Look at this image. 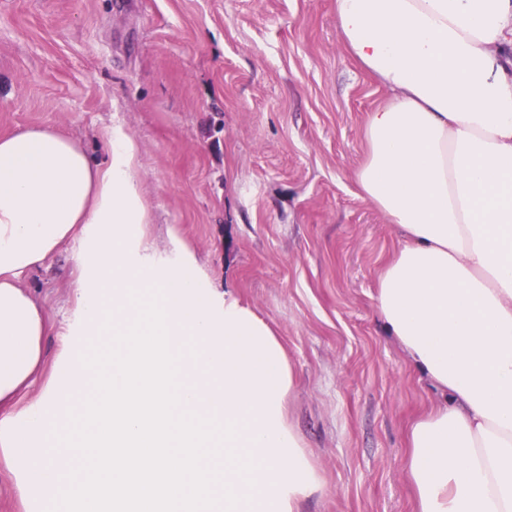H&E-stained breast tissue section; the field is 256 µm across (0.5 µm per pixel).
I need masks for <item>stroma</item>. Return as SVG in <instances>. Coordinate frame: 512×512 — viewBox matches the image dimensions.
<instances>
[{"label":"stroma","mask_w":512,"mask_h":512,"mask_svg":"<svg viewBox=\"0 0 512 512\" xmlns=\"http://www.w3.org/2000/svg\"><path fill=\"white\" fill-rule=\"evenodd\" d=\"M385 100L332 0H0V135L52 127L100 161L126 134L153 249L179 235L282 344L320 478L301 512H413L406 432L439 398L375 317L400 233L355 173ZM73 265L21 281L57 323Z\"/></svg>","instance_id":"obj_1"}]
</instances>
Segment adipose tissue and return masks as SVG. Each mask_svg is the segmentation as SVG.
Here are the masks:
<instances>
[{
	"instance_id": "ef3b65f1",
	"label": "adipose tissue",
	"mask_w": 512,
	"mask_h": 512,
	"mask_svg": "<svg viewBox=\"0 0 512 512\" xmlns=\"http://www.w3.org/2000/svg\"><path fill=\"white\" fill-rule=\"evenodd\" d=\"M333 13L388 93L355 176L403 235L376 317L442 395L407 431L414 512H512V0ZM106 153L0 137V464L21 512H300L319 477L281 343L185 246L152 254L134 144L111 132ZM69 244L75 305L53 324L19 282Z\"/></svg>"
}]
</instances>
